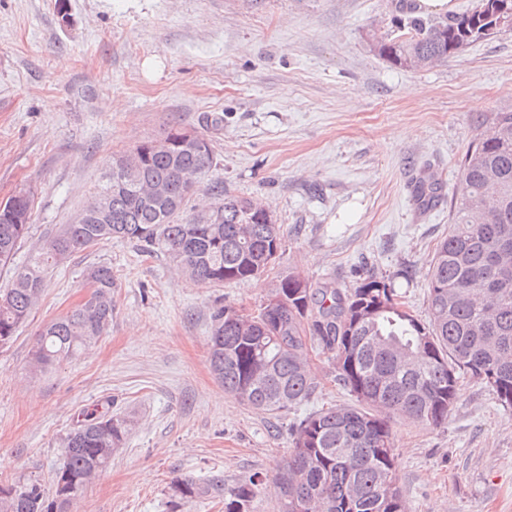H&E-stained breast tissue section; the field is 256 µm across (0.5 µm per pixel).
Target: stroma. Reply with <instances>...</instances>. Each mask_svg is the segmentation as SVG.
<instances>
[{
  "label": "stroma",
  "mask_w": 512,
  "mask_h": 512,
  "mask_svg": "<svg viewBox=\"0 0 512 512\" xmlns=\"http://www.w3.org/2000/svg\"><path fill=\"white\" fill-rule=\"evenodd\" d=\"M395 0H0V202L25 190L29 254L73 221L113 157L187 126L212 141V181L261 201L282 224L283 254L259 277L193 283L125 239L74 254L0 349V481L51 484L78 414L111 401L133 426L71 512H174L172 478L225 485L256 473L251 512H278V468L294 423L354 399L326 357L317 387L279 415L226 394L210 368L213 311L253 310L278 274L350 288L390 281L427 315V273L447 235L460 162L495 113L512 110V31L412 69L380 56ZM444 202L421 209L420 173ZM111 266L112 323L88 348L30 374L40 330L89 295L90 266ZM407 512H512V409L461 380L437 427L392 422Z\"/></svg>",
  "instance_id": "1"
}]
</instances>
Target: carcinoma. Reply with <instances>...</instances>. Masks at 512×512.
Here are the masks:
<instances>
[{"label": "carcinoma", "mask_w": 512, "mask_h": 512, "mask_svg": "<svg viewBox=\"0 0 512 512\" xmlns=\"http://www.w3.org/2000/svg\"><path fill=\"white\" fill-rule=\"evenodd\" d=\"M399 35L376 43L379 54L406 65L415 54L444 60L477 42L474 16L434 22L406 14L394 20ZM138 180L120 179L112 160L85 220L60 225L28 262L13 270L0 290V348L38 303L50 270L103 240L140 242L164 256L188 279L209 286L248 280L280 259L283 227L229 195L217 182L222 215L204 224L188 210L190 196L215 166L212 146L167 149L154 140L135 146ZM488 168L498 186H486ZM462 188L450 202L448 236L436 248L428 273V320L405 309L395 289L369 275L354 287L312 285L294 273L280 276L271 296L246 312L232 304L212 314L210 365L224 392L277 415L314 390L309 352L327 356L335 381L358 405L310 413L293 426L292 448L277 473L280 512H405L397 487L391 416L437 427L448 418L460 379L468 375L512 408V112H497L492 131L473 141L461 160ZM161 183L164 199L145 188ZM420 207L439 199L430 176L416 183ZM496 205L481 224L469 220L484 198ZM31 195L12 196L0 207V267H9L29 229ZM91 292L39 333L31 357L35 373L74 356L112 323V267L88 269ZM132 426L105 404L81 414L63 440L65 460L47 490L36 477L0 482V512H69L111 464ZM260 479L252 474L230 487L215 477L205 484L177 478L169 485L171 512L203 496L224 498V512H250Z\"/></svg>", "instance_id": "obj_1"}]
</instances>
